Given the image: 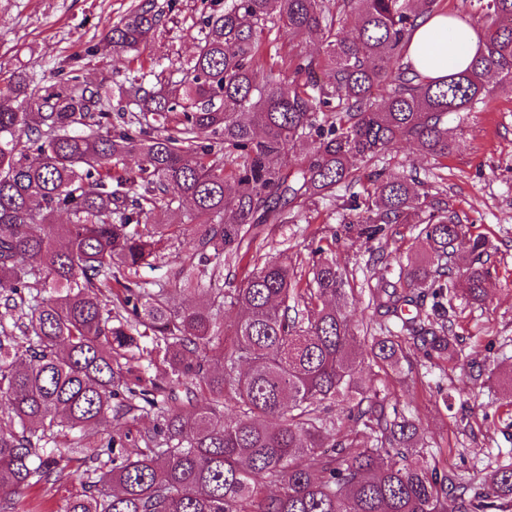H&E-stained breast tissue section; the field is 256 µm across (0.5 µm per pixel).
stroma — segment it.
Instances as JSON below:
<instances>
[{"instance_id":"35a3bbf8","label":"stroma","mask_w":512,"mask_h":512,"mask_svg":"<svg viewBox=\"0 0 512 512\" xmlns=\"http://www.w3.org/2000/svg\"><path fill=\"white\" fill-rule=\"evenodd\" d=\"M136 2L0 0V86L20 69L35 79H49L52 69L66 61L80 78L105 87H119L153 69L177 79L179 67L200 41V15L224 5V0H177V11L141 59L131 63L103 35ZM487 87L474 112L449 116L454 147L448 157H426L405 143L382 161L389 174L418 176V192L442 194L469 236L488 243V298L481 306L458 305L453 324L466 364L431 365L411 353L402 372L374 365L364 372L367 383L382 390L390 404L421 422L427 450L440 466L458 472L485 468L499 452L512 449V404L503 399L498 381L512 372V90L493 81ZM336 194V200L318 202L307 221L270 226L263 252L289 258L305 284L311 278V251L323 247L352 278L355 299L346 313L351 328L360 330L371 316L366 294L371 251L380 248L387 254L388 276H405L408 262L421 253L419 227L396 225L381 243L366 241L342 222L345 188ZM191 249L185 237L168 240L153 267L140 270V279L166 282ZM71 490L68 482L29 487L17 496L16 512H63Z\"/></svg>"}]
</instances>
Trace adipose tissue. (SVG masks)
Masks as SVG:
<instances>
[{
    "instance_id": "1",
    "label": "adipose tissue",
    "mask_w": 512,
    "mask_h": 512,
    "mask_svg": "<svg viewBox=\"0 0 512 512\" xmlns=\"http://www.w3.org/2000/svg\"><path fill=\"white\" fill-rule=\"evenodd\" d=\"M478 47V35L466 22L427 14L418 20L409 59L424 76L440 79L467 68Z\"/></svg>"
}]
</instances>
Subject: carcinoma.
<instances>
[{
	"label": "carcinoma",
	"mask_w": 512,
	"mask_h": 512,
	"mask_svg": "<svg viewBox=\"0 0 512 512\" xmlns=\"http://www.w3.org/2000/svg\"><path fill=\"white\" fill-rule=\"evenodd\" d=\"M470 4L478 52L438 80L405 57L440 0H225L203 17L181 79L121 88L129 114L72 69L47 86L12 75L0 89V512L31 485L68 479L80 490L65 512H512V462L440 470L418 447V421L363 381L368 360L399 368L409 340L427 359L462 360L448 259L466 231L448 203L383 168L369 175L374 199L350 194L345 223L369 242L392 224L423 225L406 288L382 275L368 286L372 335L352 332L353 289L321 247L304 288L288 258L253 253L266 225L302 220L404 140L448 157V116L482 102L492 75L512 88V0ZM351 15L358 29L343 36ZM165 17L142 0L104 39L140 54ZM275 32L318 37L323 54L291 50L269 66ZM299 141L310 151L290 174ZM129 156L136 167L113 176ZM161 206L166 224L152 222ZM61 213L69 223H53ZM176 232L192 249L172 281L196 283L203 307L172 308L164 285L137 280ZM485 253V239L469 240L470 305L488 295ZM244 262L251 272L227 286L224 272ZM226 307L240 311L227 326ZM159 361L163 377L151 374ZM136 411L154 426L117 464L124 440L110 429ZM90 429L109 432L107 444L88 441ZM60 446L76 470L50 459Z\"/></svg>",
	"instance_id": "carcinoma-1"
}]
</instances>
